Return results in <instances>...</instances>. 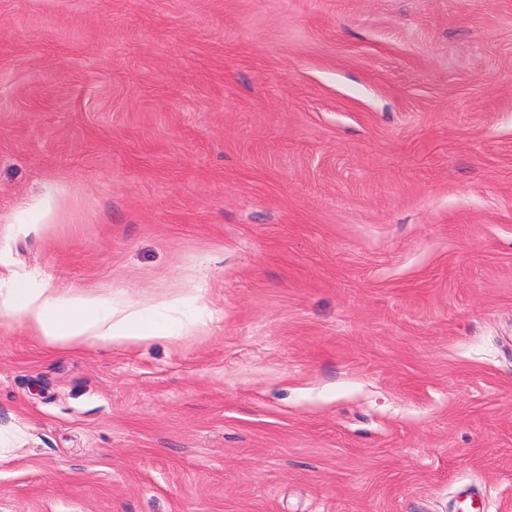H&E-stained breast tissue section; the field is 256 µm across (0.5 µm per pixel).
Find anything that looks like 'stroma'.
<instances>
[{"mask_svg":"<svg viewBox=\"0 0 512 512\" xmlns=\"http://www.w3.org/2000/svg\"><path fill=\"white\" fill-rule=\"evenodd\" d=\"M14 277L0 512H512V0H0ZM1 306L23 317L40 336L71 349L88 342L125 347L178 336L165 321L155 320L162 316L160 312L151 318L133 306L104 308L85 295L60 299L46 291H32L22 283L11 288Z\"/></svg>","mask_w":512,"mask_h":512,"instance_id":"1","label":"stroma"}]
</instances>
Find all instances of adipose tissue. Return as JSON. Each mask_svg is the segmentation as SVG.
Segmentation results:
<instances>
[{"mask_svg": "<svg viewBox=\"0 0 512 512\" xmlns=\"http://www.w3.org/2000/svg\"><path fill=\"white\" fill-rule=\"evenodd\" d=\"M0 307L23 317L37 334L71 349L89 342L125 347L176 335L175 328L135 307L105 308L85 295L61 299L21 283L0 301Z\"/></svg>", "mask_w": 512, "mask_h": 512, "instance_id": "adipose-tissue-1", "label": "adipose tissue"}]
</instances>
